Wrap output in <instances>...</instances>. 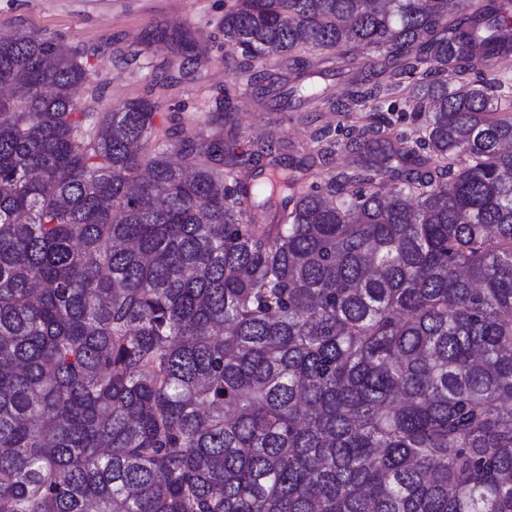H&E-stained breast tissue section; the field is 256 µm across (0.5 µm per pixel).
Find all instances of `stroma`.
<instances>
[{
	"label": "stroma",
	"instance_id": "35a3bbf8",
	"mask_svg": "<svg viewBox=\"0 0 512 512\" xmlns=\"http://www.w3.org/2000/svg\"><path fill=\"white\" fill-rule=\"evenodd\" d=\"M224 0H0V27L44 31L72 46L98 48L92 58L101 84L100 109H108L126 98L144 94L153 78L154 66L180 64L184 56L177 44L148 43L147 33L159 27L184 32L194 45L198 64L190 74L178 77L168 89V108L156 116L168 123L177 115L188 128L200 126L208 101L234 75L224 60ZM143 51L148 67L113 61V45ZM240 136L238 152L252 150L256 142L275 132L286 143L313 144L319 128L339 129L342 117L322 113L313 122L294 112H269L254 103L251 90L238 89L236 102Z\"/></svg>",
	"mask_w": 512,
	"mask_h": 512
}]
</instances>
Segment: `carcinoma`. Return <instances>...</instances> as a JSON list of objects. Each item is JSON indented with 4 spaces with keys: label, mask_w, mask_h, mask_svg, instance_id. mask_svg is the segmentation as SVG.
<instances>
[{
    "label": "carcinoma",
    "mask_w": 512,
    "mask_h": 512,
    "mask_svg": "<svg viewBox=\"0 0 512 512\" xmlns=\"http://www.w3.org/2000/svg\"><path fill=\"white\" fill-rule=\"evenodd\" d=\"M222 27L235 82L193 129L156 125L170 70L98 112L99 49L0 29V512H512V84L478 69L512 11ZM239 85L343 140L236 153ZM396 101L425 119L392 140Z\"/></svg>",
    "instance_id": "1"
}]
</instances>
